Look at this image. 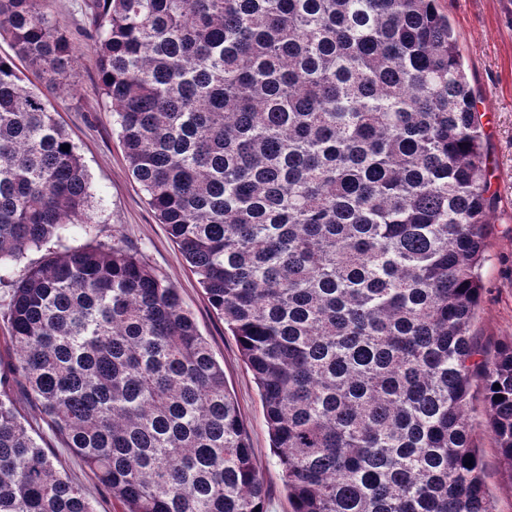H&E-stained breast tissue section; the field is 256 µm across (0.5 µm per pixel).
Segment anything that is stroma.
<instances>
[{
    "label": "stroma",
    "mask_w": 512,
    "mask_h": 512,
    "mask_svg": "<svg viewBox=\"0 0 512 512\" xmlns=\"http://www.w3.org/2000/svg\"><path fill=\"white\" fill-rule=\"evenodd\" d=\"M85 0H44L82 53L60 88L45 95L56 119L76 145L95 196L96 222L91 230L75 227L48 250L64 251L88 244L122 242L157 275L177 288L184 309L224 368V381L236 401L257 466L267 490L265 512H292L282 469L270 446L263 404L234 336L210 306L197 275L158 224L141 186L129 173L123 147L112 122V106L100 93L97 57L89 48ZM457 38L460 56L476 97L493 197L491 229L482 268L484 289L470 332L485 354L512 340V0H438ZM46 249V250H47ZM469 408L473 440L480 451L486 489L496 512H512V481L505 474L488 427L481 381ZM18 408L35 429L38 441L69 479L79 485L95 512H120V505L99 483L82 458L62 447L57 436L27 401Z\"/></svg>",
    "instance_id": "stroma-1"
}]
</instances>
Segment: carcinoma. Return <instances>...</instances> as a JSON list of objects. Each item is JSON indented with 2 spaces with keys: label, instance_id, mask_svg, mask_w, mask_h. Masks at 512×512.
I'll use <instances>...</instances> for the list:
<instances>
[{
  "label": "carcinoma",
  "instance_id": "1",
  "mask_svg": "<svg viewBox=\"0 0 512 512\" xmlns=\"http://www.w3.org/2000/svg\"><path fill=\"white\" fill-rule=\"evenodd\" d=\"M41 2L0 0V37L53 87L79 53ZM88 9L129 171L238 341L292 512H495L468 404L478 378L512 480V341L470 334L490 185L437 0ZM94 223L75 145L0 57V265ZM8 286L27 398L123 512H264L176 288L119 243ZM0 512H94L1 389Z\"/></svg>",
  "mask_w": 512,
  "mask_h": 512
}]
</instances>
